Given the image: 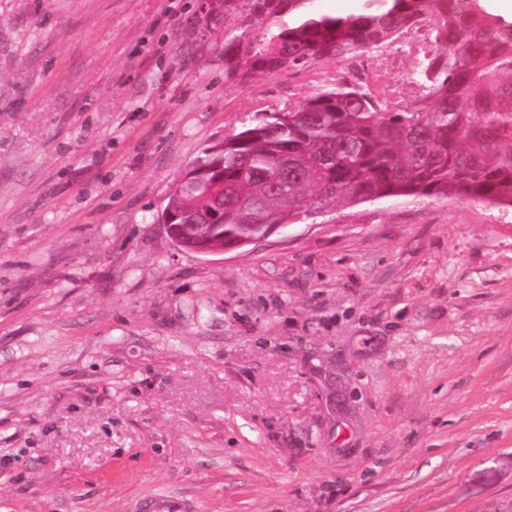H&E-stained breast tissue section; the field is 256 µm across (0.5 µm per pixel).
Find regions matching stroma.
Segmentation results:
<instances>
[{
    "label": "stroma",
    "instance_id": "stroma-1",
    "mask_svg": "<svg viewBox=\"0 0 512 512\" xmlns=\"http://www.w3.org/2000/svg\"><path fill=\"white\" fill-rule=\"evenodd\" d=\"M224 0H0V512H512V213L339 208L216 255L203 151L395 48L244 67ZM142 512H188L186 499L167 493L156 494L140 503Z\"/></svg>",
    "mask_w": 512,
    "mask_h": 512
}]
</instances>
